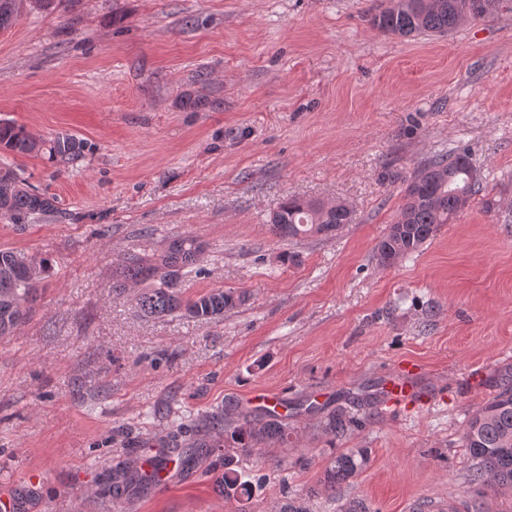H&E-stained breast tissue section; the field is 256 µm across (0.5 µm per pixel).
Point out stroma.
I'll list each match as a JSON object with an SVG mask.
<instances>
[{"mask_svg": "<svg viewBox=\"0 0 512 512\" xmlns=\"http://www.w3.org/2000/svg\"><path fill=\"white\" fill-rule=\"evenodd\" d=\"M379 0H26L0 30V119L86 148L59 165L12 163L54 201L0 249L52 274L14 335L0 337V497L17 512H439L469 500L468 416L512 385V12L446 36L374 29ZM467 147L485 190L419 252L379 267L377 243L403 203L402 180ZM298 196L345 202L331 239L283 241L267 213ZM494 209H486L485 199ZM194 235L203 245L185 296L222 288L246 305L203 325L149 317L136 288L112 292L130 253ZM295 263L280 262L282 252ZM411 381L343 440L321 429L336 404ZM281 395L290 447L240 457L267 482L225 499L228 400ZM214 445L207 456L193 445ZM364 448L336 496L319 491L331 457ZM168 456L164 489L112 477ZM286 465L275 468L276 460Z\"/></svg>", "mask_w": 512, "mask_h": 512, "instance_id": "1", "label": "stroma"}]
</instances>
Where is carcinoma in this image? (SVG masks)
<instances>
[{"mask_svg":"<svg viewBox=\"0 0 512 512\" xmlns=\"http://www.w3.org/2000/svg\"><path fill=\"white\" fill-rule=\"evenodd\" d=\"M20 2L0 0V29L17 21ZM507 7V0H387L370 15V22L382 33L400 38L445 36ZM84 148V142L73 135L38 140L23 126L0 121L1 151L20 156L40 154L52 162L69 163L81 158ZM389 178L405 183V203L377 244L375 259L383 268L418 252L484 191L483 178L466 149L439 155L408 176L391 174ZM52 209L50 198L26 185L14 168L0 166L1 217L22 225L30 216ZM350 222L351 211L340 201L325 205L293 196L282 200L272 211L269 229L279 239L328 237ZM201 253L198 239L187 235L173 240L158 254L130 255L116 268L112 291L122 293L133 285L146 283L148 287L135 298L144 315L184 314L208 324L244 304L246 296L222 289L192 298L184 296L180 274L193 269ZM50 270L45 259L37 262L16 251L0 249V336L14 333L25 319ZM376 404L377 397L367 394L357 399L351 410L334 409L325 420V432L334 439L346 436L375 415ZM213 423L224 424V497L247 498L252 483L241 480L238 453H249L261 442L290 443V426L272 413L245 411L232 402L224 405V415L214 417ZM463 446L474 461L470 483L489 486L498 494H512V386L473 410L463 431ZM367 461V449L349 448L330 459L320 484L336 493Z\"/></svg>","mask_w":512,"mask_h":512,"instance_id":"carcinoma-1","label":"carcinoma"}]
</instances>
